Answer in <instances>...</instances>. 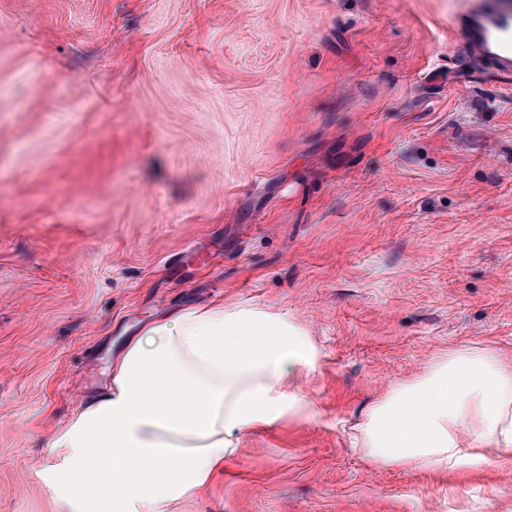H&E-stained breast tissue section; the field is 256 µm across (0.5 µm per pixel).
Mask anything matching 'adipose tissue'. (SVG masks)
Segmentation results:
<instances>
[{"label":"adipose tissue","instance_id":"1","mask_svg":"<svg viewBox=\"0 0 512 512\" xmlns=\"http://www.w3.org/2000/svg\"><path fill=\"white\" fill-rule=\"evenodd\" d=\"M309 362L283 315L213 302L160 316L50 439L52 483L83 512H167L223 472L236 433L285 414L273 393ZM356 442L382 468L453 470L512 452V363L492 348L437 357L369 410Z\"/></svg>","mask_w":512,"mask_h":512}]
</instances>
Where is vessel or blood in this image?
Instances as JSON below:
<instances>
[{
	"label": "vessel or blood",
	"mask_w": 512,
	"mask_h": 512,
	"mask_svg": "<svg viewBox=\"0 0 512 512\" xmlns=\"http://www.w3.org/2000/svg\"><path fill=\"white\" fill-rule=\"evenodd\" d=\"M451 27L471 58L512 72V0H460Z\"/></svg>",
	"instance_id": "vessel-or-blood-1"
}]
</instances>
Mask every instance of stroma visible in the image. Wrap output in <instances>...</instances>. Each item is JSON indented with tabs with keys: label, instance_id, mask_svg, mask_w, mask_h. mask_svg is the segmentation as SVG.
Masks as SVG:
<instances>
[{
	"label": "stroma",
	"instance_id": "stroma-1",
	"mask_svg": "<svg viewBox=\"0 0 512 512\" xmlns=\"http://www.w3.org/2000/svg\"><path fill=\"white\" fill-rule=\"evenodd\" d=\"M458 0H0V512L154 314H288L314 368L171 512H512V454L372 467L354 427L464 346L512 359V75Z\"/></svg>",
	"mask_w": 512,
	"mask_h": 512
}]
</instances>
